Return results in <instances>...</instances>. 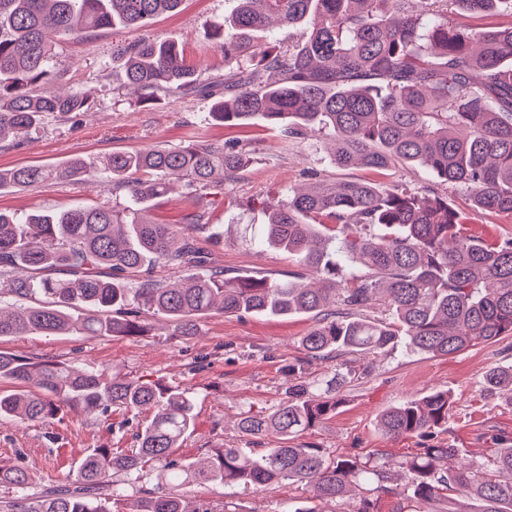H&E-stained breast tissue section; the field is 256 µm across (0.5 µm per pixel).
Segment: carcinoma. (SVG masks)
<instances>
[{"label": "carcinoma", "instance_id": "cac0c4a2", "mask_svg": "<svg viewBox=\"0 0 512 512\" xmlns=\"http://www.w3.org/2000/svg\"><path fill=\"white\" fill-rule=\"evenodd\" d=\"M181 0H0V141L26 135L50 115L88 108L80 91L57 95L67 72L50 34H91L105 28L145 27ZM231 17L212 23L224 53V88L201 81L173 41H135L114 47L127 85L144 104L163 93L218 97L207 119L243 125L260 119L283 136H321L336 167L369 172L423 167L445 186L441 194L367 177L288 189L269 201L258 245L297 258L300 271L284 279L224 276L187 228L202 227L200 212L184 224L147 218L146 201L165 196L173 182L200 198L221 187L244 162L232 145L189 143L119 151L98 162L0 171V188H27L58 179L112 178L135 206L103 203L20 215L0 211V341L39 333L60 336H140L143 312L166 319L171 335L198 334V320L224 315L312 314L300 340L307 359L382 354L400 343L433 356H451L512 336V237L469 232V212L448 199L467 193L470 212L512 215V25H471L464 17H512V0H235ZM302 26L305 40L270 53L251 42L255 29L275 33ZM157 264L178 266L173 281L150 278ZM64 272L65 278L51 273ZM348 286L336 287V279ZM375 305L386 320L367 315ZM82 314L73 316V312ZM0 416L48 422L66 404L85 414L121 407L148 413L137 448H95L72 474L71 486L28 493L20 466H0V484L20 495L0 512H215L208 501L154 492L210 483L261 489L288 480L313 486L335 502L362 482L378 488L395 469L399 496L417 512L455 493L448 512H512V444L495 449L492 466L458 458L454 444H435L399 460L364 463L332 458L295 438L334 413V389L288 387L269 414L247 412L236 428L249 442L270 435L271 448L247 453L216 448L209 460L179 464L171 450L195 428L196 397L178 387L101 370L74 369L0 350ZM512 388V368L484 378ZM446 390L411 398L378 420L390 439L428 438L448 426ZM122 487L103 495L112 476Z\"/></svg>", "mask_w": 512, "mask_h": 512}]
</instances>
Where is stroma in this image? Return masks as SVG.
<instances>
[{"label":"stroma","mask_w":512,"mask_h":512,"mask_svg":"<svg viewBox=\"0 0 512 512\" xmlns=\"http://www.w3.org/2000/svg\"><path fill=\"white\" fill-rule=\"evenodd\" d=\"M233 8V0H182L176 11L158 16L150 26L104 29L62 40L58 54L72 64L65 83L81 89L90 106L70 118L48 117L27 136L0 141V169L60 167L77 157L105 158L115 151L146 146L234 145L252 153L254 160L225 183L222 197L196 201L177 188L152 201L150 216L162 224H179L188 212L202 211L205 226L196 232L199 244L214 265L233 274L280 275L296 270L287 253L251 245L249 239L265 221L263 200L281 196L291 186L344 177L323 144L285 139L279 129L261 120L245 126L206 122L211 102L194 95H166L151 105L138 104L133 90L124 85L122 66L112 60L113 47L125 41H174L201 80L223 78L224 55L215 45L211 24ZM106 202L127 204V194L113 190L108 181L59 180L0 190V210L20 214ZM213 224L224 227L221 243L209 241ZM142 320L150 326L143 336L32 334L2 340L0 349L189 391L198 399L197 418L193 433L171 452L180 463L200 460L208 451L231 444L246 447L236 429L239 414L272 412L286 398L290 385L325 387L340 368L336 360H307L300 350V338L315 323L309 314L211 315L200 320L198 336L188 340L169 335L160 318L146 314ZM292 365L299 368L293 376L288 373ZM510 366L512 336L448 357L417 352L402 343L387 354L360 357L351 365L335 414L305 431L300 440L337 458L364 461L376 453L392 460L413 455L423 447V440L387 438L377 419L405 398L445 389L452 395L453 407L447 430L435 434V442H452L469 458L488 462L494 448L512 440V393L486 389L484 376L490 369ZM142 421L141 415L119 409L87 415L68 406L44 423L3 416L0 464L26 467L33 489L63 487L90 449L133 447ZM181 492L186 498L223 506L224 512H293L313 502L310 487L290 481L257 491L190 483Z\"/></svg>","instance_id":"stroma-1"}]
</instances>
